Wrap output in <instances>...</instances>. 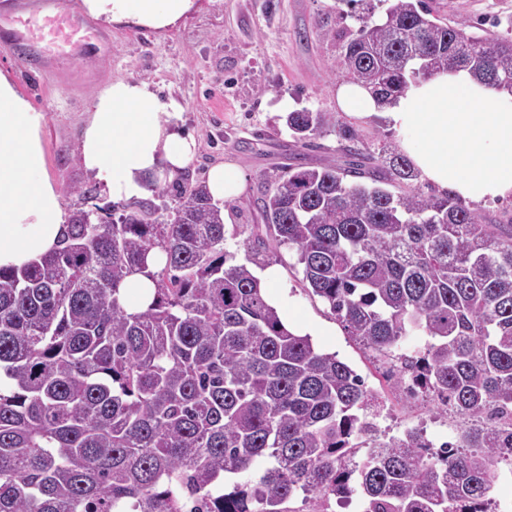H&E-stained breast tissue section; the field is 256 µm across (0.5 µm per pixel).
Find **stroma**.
Listing matches in <instances>:
<instances>
[{"instance_id":"35a3bbf8","label":"stroma","mask_w":512,"mask_h":512,"mask_svg":"<svg viewBox=\"0 0 512 512\" xmlns=\"http://www.w3.org/2000/svg\"><path fill=\"white\" fill-rule=\"evenodd\" d=\"M435 16L449 25L464 22L482 37L507 32L512 0H428ZM355 5L349 0H200L175 26L156 30L126 23L105 30L107 53H89L80 62L64 57L52 67L32 66L25 54L0 47V70L8 72L16 90L42 112L41 140L51 180L63 194L66 212L83 207L72 186L95 188L100 203L116 202L108 186L89 176L78 158V145L94 97L112 82L144 80L161 100L182 107V128L198 150L186 172L206 181L210 168L232 162L242 170L246 187L225 210L226 250L245 259L255 235L264 226L254 201L266 174L302 158L307 166H345L346 142L340 132L357 133L355 148L374 153L382 143L399 145L396 132L382 120L357 123L338 114L333 66L338 43L316 28L317 20L332 27H355ZM292 108L335 115V131L297 141L277 110L281 99ZM261 266L278 265L280 312L291 329L311 334L315 346L348 363L380 401L374 421L382 432L397 435L417 425L447 430L455 415L436 414L432 403L407 400L385 376V369L363 349L331 313L328 305L304 285L293 250L269 243Z\"/></svg>"}]
</instances>
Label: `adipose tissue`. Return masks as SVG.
Instances as JSON below:
<instances>
[{"instance_id":"1","label":"adipose tissue","mask_w":512,"mask_h":512,"mask_svg":"<svg viewBox=\"0 0 512 512\" xmlns=\"http://www.w3.org/2000/svg\"><path fill=\"white\" fill-rule=\"evenodd\" d=\"M103 23L154 29L175 25L196 0H83ZM339 112L351 120L383 117L419 175L472 202L512 199V94L477 82L469 71L441 72L410 85L390 106L369 89L342 81ZM181 106L161 101L150 84L116 81L95 99L79 143L83 168L113 199L146 195V180L165 183L191 163L197 145L178 128ZM44 120L0 72V268L22 267L60 246L66 213L40 137Z\"/></svg>"}]
</instances>
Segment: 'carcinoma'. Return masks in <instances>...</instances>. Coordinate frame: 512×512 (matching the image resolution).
Segmentation results:
<instances>
[{
  "label": "carcinoma",
  "instance_id": "obj_1",
  "mask_svg": "<svg viewBox=\"0 0 512 512\" xmlns=\"http://www.w3.org/2000/svg\"><path fill=\"white\" fill-rule=\"evenodd\" d=\"M359 2L357 30L316 27L343 41L342 77L380 104L445 70L512 92V36L441 24L425 0H391L377 18ZM331 125L287 116L299 140ZM415 179L391 145L369 166L265 176L266 236L240 262L224 251V207L186 177L164 221L150 200L79 208L52 256L0 268V512H289L300 495L356 493L364 512H491L512 462V237L456 198L405 190ZM269 238L379 358L430 337L401 370L412 395L461 419L455 441L377 430L363 378L268 303L251 265ZM133 274L155 291L130 312L120 287ZM248 471L224 492L225 475Z\"/></svg>",
  "mask_w": 512,
  "mask_h": 512
}]
</instances>
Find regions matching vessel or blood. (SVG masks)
<instances>
[{
    "instance_id": "vessel-or-blood-1",
    "label": "vessel or blood",
    "mask_w": 512,
    "mask_h": 512,
    "mask_svg": "<svg viewBox=\"0 0 512 512\" xmlns=\"http://www.w3.org/2000/svg\"><path fill=\"white\" fill-rule=\"evenodd\" d=\"M0 13V36L37 50L40 66L54 55H73L89 46H103L107 37L94 23L71 10H60L55 0H9Z\"/></svg>"
}]
</instances>
